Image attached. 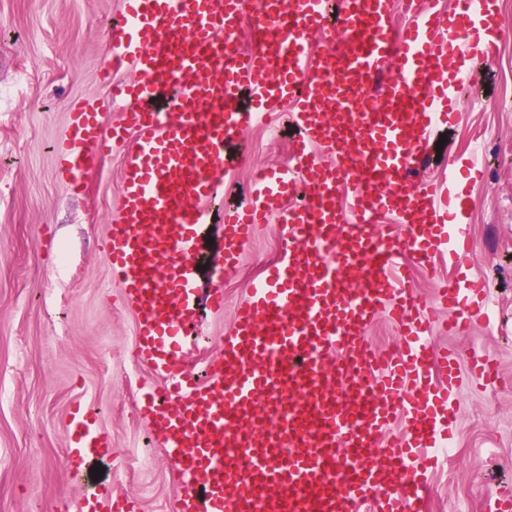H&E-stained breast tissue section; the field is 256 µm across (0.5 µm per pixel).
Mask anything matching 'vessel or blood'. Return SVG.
<instances>
[{
    "label": "vessel or blood",
    "instance_id": "b4317fda",
    "mask_svg": "<svg viewBox=\"0 0 512 512\" xmlns=\"http://www.w3.org/2000/svg\"><path fill=\"white\" fill-rule=\"evenodd\" d=\"M440 2L339 0L340 42L325 0H123L110 58L135 76L109 99L125 122L103 134L96 102L75 103L57 158L79 191L104 143L124 152L120 208L100 248L135 315V358L167 382L141 388L138 414L180 482L178 512H418L453 440L458 370L454 355L433 356V309L409 274L447 253L450 274L435 288L452 333L485 316L488 296L465 269L474 243L459 230L457 186L480 175L476 155L450 157L442 184L411 174L501 37L498 0ZM398 3L412 21L402 33ZM174 87L175 107H152ZM286 110L300 136L287 163L260 170L248 206L225 214L226 265L273 219L288 247L238 303L202 379L186 366L184 334L215 170L225 141ZM300 191L306 203L289 205ZM383 212L406 239L376 226ZM383 315L402 336L384 359L364 338ZM397 421L400 439H387ZM67 430L70 467L112 446L84 409ZM80 512L137 508L103 491Z\"/></svg>",
    "mask_w": 512,
    "mask_h": 512
}]
</instances>
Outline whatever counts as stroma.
<instances>
[{
    "mask_svg": "<svg viewBox=\"0 0 512 512\" xmlns=\"http://www.w3.org/2000/svg\"><path fill=\"white\" fill-rule=\"evenodd\" d=\"M499 8L504 36L490 62L467 74L469 100L455 126L439 127L447 141L430 145L420 170L446 181L447 158L483 144V177L463 186L464 229L475 243L469 273L492 298L489 322L465 335H449L447 309L435 311L433 346L456 356L459 404L453 450L433 472L421 512H486L489 494L512 497V0ZM122 11L123 0H0V88L10 91L0 99V512H75L104 489L139 512H176L178 480L136 409L141 387L165 384L134 359L133 314L99 248L118 208L122 158L103 152L85 189L73 193L55 154L73 104L107 100L104 72L133 77L109 69L108 33ZM276 124L277 140L263 122L240 133L227 151L246 163L215 172L212 222L195 263L200 291L223 289L224 309L201 310L186 338V361L199 374L219 355L237 303L281 251L274 221L253 229L234 269H225L219 245L224 212L247 203L254 169L289 160L298 131L285 115ZM474 345L494 357V381L472 375ZM77 405L93 409L112 438L98 479L70 477L66 467V420Z\"/></svg>",
    "mask_w": 512,
    "mask_h": 512,
    "instance_id": "1",
    "label": "stroma"
}]
</instances>
